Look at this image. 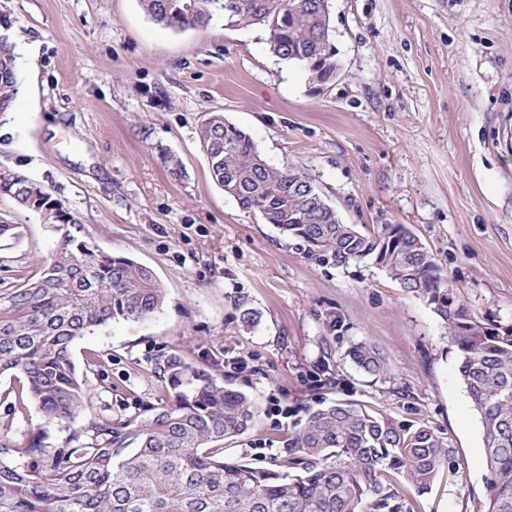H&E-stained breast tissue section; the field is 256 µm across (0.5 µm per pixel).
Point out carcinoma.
I'll return each instance as SVG.
<instances>
[{
    "instance_id": "carcinoma-1",
    "label": "carcinoma",
    "mask_w": 512,
    "mask_h": 512,
    "mask_svg": "<svg viewBox=\"0 0 512 512\" xmlns=\"http://www.w3.org/2000/svg\"><path fill=\"white\" fill-rule=\"evenodd\" d=\"M145 13L173 30L206 25L220 13L267 35L269 51L307 65L335 58L330 0H141ZM18 66L0 39V113L17 97ZM213 181L239 206L306 247L309 258L347 266L374 261L422 298L459 354L458 376L483 428L488 474L477 512H512V326L480 317L458 298L434 255L402 224L365 234L339 221L309 176L277 167L252 137L211 112L199 129ZM9 196L52 229L78 220L45 186L0 173ZM165 290L135 260L103 251L68 231L50 262L22 284L0 282V377L22 383L42 423L21 445L0 440V512H410L396 480L431 492L457 472L451 443L423 421L398 420L355 400L322 401L306 411L288 443L285 469L224 457V440L244 435L257 405L178 354L155 372L170 401L146 418L90 422L89 442L74 435L47 444V428L86 410L90 393L71 355L74 341L116 320H144L162 309ZM348 356L365 375L385 377V358L358 342ZM137 446L127 447L128 439Z\"/></svg>"
}]
</instances>
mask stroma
I'll return each instance as SVG.
<instances>
[{"instance_id": "stroma-1", "label": "stroma", "mask_w": 512, "mask_h": 512, "mask_svg": "<svg viewBox=\"0 0 512 512\" xmlns=\"http://www.w3.org/2000/svg\"><path fill=\"white\" fill-rule=\"evenodd\" d=\"M19 90L0 116V172L44 185L107 253L153 270L166 293L151 318L78 340L91 406L51 427V445L97 415L162 407L158 358L180 354L250 393L253 428L226 457L272 466L307 408L354 399L424 420L456 450V474L414 494L412 512H476L487 474L482 426L458 378L439 317L369 262L308 258L210 176L199 142L220 112L267 160L307 173L342 223L371 233L402 224L448 285L479 314L512 324V0H333L339 70L320 82L268 49L257 27L174 32L140 0H0ZM182 164L172 176L167 156ZM0 279L29 277L55 232L0 195ZM257 314L241 322L243 309ZM364 341L386 359L376 380L347 352ZM328 363L332 380L311 389ZM0 378V440L25 442L41 422Z\"/></svg>"}]
</instances>
